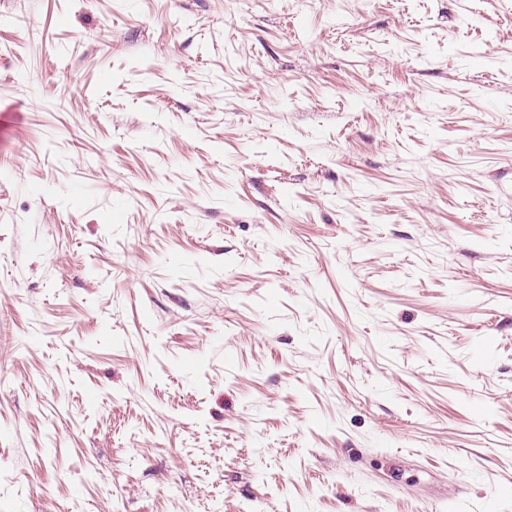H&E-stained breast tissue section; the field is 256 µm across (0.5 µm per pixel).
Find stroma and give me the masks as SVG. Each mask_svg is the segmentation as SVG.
<instances>
[{"instance_id":"35a3bbf8","label":"stroma","mask_w":512,"mask_h":512,"mask_svg":"<svg viewBox=\"0 0 512 512\" xmlns=\"http://www.w3.org/2000/svg\"><path fill=\"white\" fill-rule=\"evenodd\" d=\"M0 512H512V0H0Z\"/></svg>"}]
</instances>
